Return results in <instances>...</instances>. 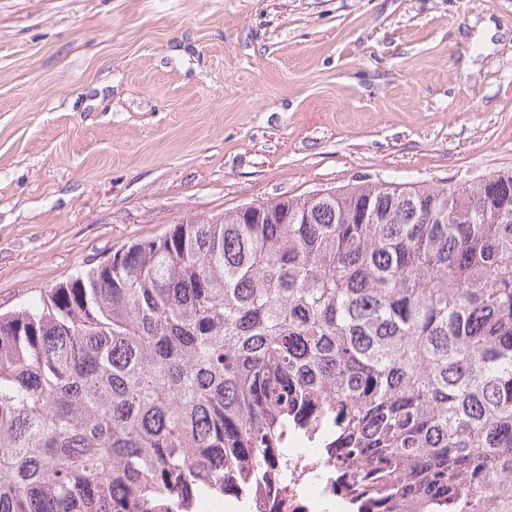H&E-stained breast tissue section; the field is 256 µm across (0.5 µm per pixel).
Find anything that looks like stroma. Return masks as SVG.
<instances>
[{
    "label": "stroma",
    "instance_id": "35a3bbf8",
    "mask_svg": "<svg viewBox=\"0 0 512 512\" xmlns=\"http://www.w3.org/2000/svg\"><path fill=\"white\" fill-rule=\"evenodd\" d=\"M504 171L512 0H0L2 312L188 218Z\"/></svg>",
    "mask_w": 512,
    "mask_h": 512
}]
</instances>
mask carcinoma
<instances>
[{
    "mask_svg": "<svg viewBox=\"0 0 512 512\" xmlns=\"http://www.w3.org/2000/svg\"><path fill=\"white\" fill-rule=\"evenodd\" d=\"M253 209L0 314V512L186 510L292 435L354 512H512V172Z\"/></svg>",
    "mask_w": 512,
    "mask_h": 512,
    "instance_id": "cac0c4a2",
    "label": "carcinoma"
}]
</instances>
